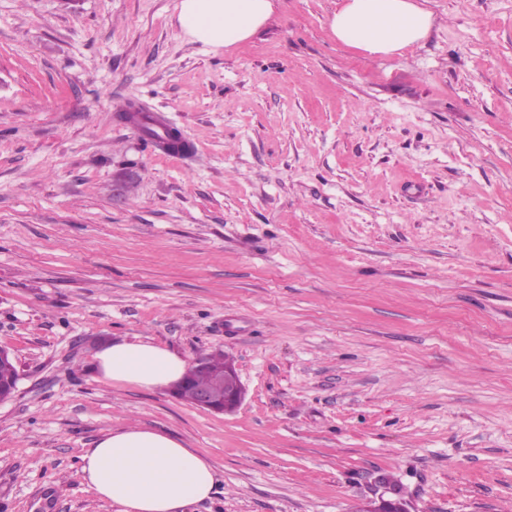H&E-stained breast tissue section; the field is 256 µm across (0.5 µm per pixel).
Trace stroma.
Masks as SVG:
<instances>
[{"label": "stroma", "instance_id": "35a3bbf8", "mask_svg": "<svg viewBox=\"0 0 512 512\" xmlns=\"http://www.w3.org/2000/svg\"><path fill=\"white\" fill-rule=\"evenodd\" d=\"M396 55L276 0L191 43L179 0H0V512H116L80 457L129 426L214 467L184 512H512V0H418ZM159 112V151L118 116ZM142 337L228 355L232 414L97 381ZM386 491L374 497L366 498L357 503L352 512H410V505L404 500L393 497V492L389 487H385ZM389 493L390 495H386Z\"/></svg>", "mask_w": 512, "mask_h": 512}]
</instances>
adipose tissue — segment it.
Returning <instances> with one entry per match:
<instances>
[{
  "mask_svg": "<svg viewBox=\"0 0 512 512\" xmlns=\"http://www.w3.org/2000/svg\"><path fill=\"white\" fill-rule=\"evenodd\" d=\"M273 13V0H180L178 24L190 41L217 51L248 40ZM432 27L415 0H343L330 20L336 40L371 55L401 53ZM96 362L98 380L146 389L177 383L188 369L183 357L140 337L105 344ZM80 473L118 512H183L216 484L206 458L169 434L135 427L97 440Z\"/></svg>",
  "mask_w": 512,
  "mask_h": 512,
  "instance_id": "obj_1",
  "label": "adipose tissue"
}]
</instances>
